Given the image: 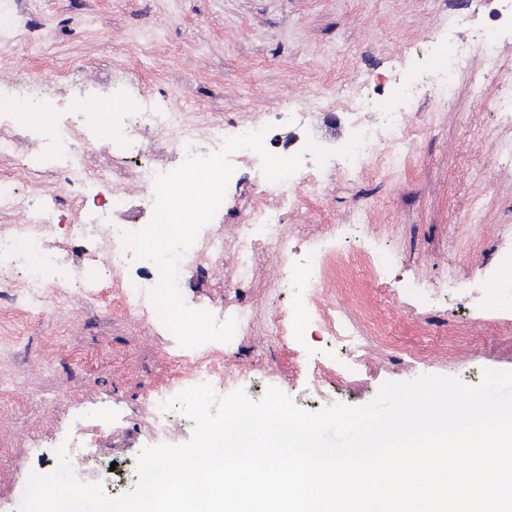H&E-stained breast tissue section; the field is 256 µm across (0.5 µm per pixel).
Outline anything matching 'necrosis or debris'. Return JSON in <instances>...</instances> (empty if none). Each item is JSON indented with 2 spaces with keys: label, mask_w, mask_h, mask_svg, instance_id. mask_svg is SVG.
<instances>
[{
  "label": "necrosis or debris",
  "mask_w": 512,
  "mask_h": 512,
  "mask_svg": "<svg viewBox=\"0 0 512 512\" xmlns=\"http://www.w3.org/2000/svg\"><path fill=\"white\" fill-rule=\"evenodd\" d=\"M477 50L487 59V69L471 67L470 56ZM499 67V52L495 45L475 39L462 43L452 53L434 57V93L438 101H448L454 97L458 81L463 79L476 96L490 99L495 111L510 113L512 77L497 76ZM348 103L353 110L367 115L368 120L354 128L344 145L336 162L339 173L358 175L375 167L397 169L404 166L413 140L421 133L420 128L412 124L406 113L379 106L374 97L361 90L352 91ZM265 126L262 119L243 123L229 118L224 124L203 131L188 122L183 112L140 108L134 112L131 124L110 129L106 137L108 144L127 149L136 146L144 131H168L174 136V149L184 156L197 152L201 142L217 147L227 137ZM53 154L56 164L64 170L67 185L85 183V152L77 147L70 132H57ZM328 185V179L320 172L306 175L298 171L284 181L269 182L255 195L243 223L237 225L232 241H224L209 228H202L185 259L205 272L216 265L225 252H232L237 264V285L242 290L251 286L252 266L258 255L276 258L288 270L302 266L304 277L300 299L289 309L287 317L273 323L272 330L278 336H298L307 328L323 326L345 352L344 357L329 360L337 374L342 375L361 361L368 348L366 331L359 321L342 309L318 306L317 300L328 286L318 269V254L313 249L301 253L277 221L279 211L297 208L303 199L323 194ZM0 210H20L29 215L27 223L16 225L5 233L0 231V272L9 271L21 254H29L34 259L27 276L6 288L5 294L19 300L30 313L42 314L52 291L43 271L60 262L59 254L45 247V238L55 226L56 203L48 198L38 206H31L11 184L5 183L0 185ZM178 361L182 366L181 373L166 385L149 389L145 395L144 415L151 433L158 436L168 434L171 426L172 414L162 410V403L177 396L185 387L217 380L229 388L249 379L246 372L226 362L220 349L203 356L183 353Z\"/></svg>",
  "instance_id": "4bbe7bcc"
}]
</instances>
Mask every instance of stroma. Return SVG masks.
Masks as SVG:
<instances>
[{
	"instance_id": "obj_1",
	"label": "stroma",
	"mask_w": 512,
	"mask_h": 512,
	"mask_svg": "<svg viewBox=\"0 0 512 512\" xmlns=\"http://www.w3.org/2000/svg\"><path fill=\"white\" fill-rule=\"evenodd\" d=\"M499 0H5L0 30L28 23L36 46L0 49V137L42 157V172L17 176L0 158V181L13 182L32 202L57 201V224L46 246L64 264L47 269L62 280L73 269L101 281V297L86 301L62 288L46 313L25 316L20 305L0 304V381L8 382L20 410L0 411V512H18L30 472L51 473L60 445L78 447L95 435L83 478L101 483L112 496L133 489L137 455L147 446L182 444L193 421L175 412L165 438L149 434L142 413L147 387L166 384L177 369L172 337L163 321L128 315L118 298L123 280L141 275L139 257L114 266L101 256L84 258L92 244L77 232L85 215L98 224L147 226L154 207L138 191V159L106 145V127L127 122L145 104L185 112L192 124L223 123L226 114L247 121L254 114L293 112L308 89L334 88L338 105L307 109L302 124L272 129L270 153L305 151L309 144L336 153L358 117L344 98L356 81L374 96L398 80L420 91L401 109L423 129L407 164L382 175L365 173L334 180L328 192L284 212L289 237L303 245L324 241L326 227L344 223L364 206L370 228L344 262L328 258L329 282L320 301L381 325L364 362L346 382L319 372L312 362L336 346L318 327L296 338L276 339L275 320L286 315L296 289L282 282L272 258L254 266L253 330L233 359L240 369L262 370L244 389L260 399L274 386L303 409L319 410L310 397L314 384L340 402L363 405L388 382L423 374L479 383L483 369L512 370V301L501 300L488 281L512 279L504 263L512 246V169L491 160L497 136L512 134L489 103L459 88L451 101L437 103L427 77L433 54L451 50L473 32L496 43L512 60V21L493 20ZM108 102L105 120L90 110ZM45 104L58 126H77L90 152V169L106 168L121 180L126 204H109L111 185L88 181L73 193L56 169L52 149L34 122H17L15 109ZM225 203L211 230L231 239L236 224L264 183L259 155L234 161ZM388 255L383 286L370 272L376 254ZM236 262L225 256L210 273L188 267L181 294L190 308L223 318L234 294ZM458 285L443 287L448 275ZM412 281L431 295L418 321L404 318L398 298ZM55 355L48 369L40 361ZM55 399L52 410L40 403Z\"/></svg>"
}]
</instances>
